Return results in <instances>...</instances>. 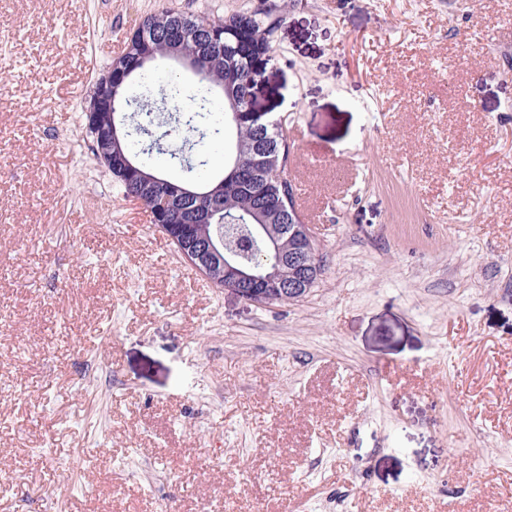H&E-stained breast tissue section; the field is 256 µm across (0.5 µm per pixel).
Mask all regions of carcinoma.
Here are the masks:
<instances>
[{"label":"carcinoma","instance_id":"obj_1","mask_svg":"<svg viewBox=\"0 0 512 512\" xmlns=\"http://www.w3.org/2000/svg\"><path fill=\"white\" fill-rule=\"evenodd\" d=\"M179 22L188 28L189 42L184 47L171 44L164 36ZM280 22L272 8L209 17L163 6L143 18L113 63L135 69L140 80L146 68L138 66L139 60L150 58L151 67L169 75V93L157 97L144 85L135 97L125 87L116 93L112 110L91 116V125L105 136L111 135L112 124L128 121L129 112L136 113L137 123L150 129L153 144H145L137 135L123 136L109 140L107 151L96 158L120 184L124 196L137 198L145 209L150 211L159 200H168L164 227L170 237L179 239L192 231L200 245L219 230L245 259L266 266L281 262L279 252L250 240L248 233L253 224H270L277 232L292 223L293 186L285 175L289 150L283 127L269 125L262 135L261 120L245 113L255 81L251 58L238 55L235 43L239 34L247 33L251 54L266 55L273 51L272 35ZM190 46L201 52L208 78L198 81L194 92L187 95L174 66ZM234 105L240 110L236 119ZM221 152L224 167L218 171L212 156ZM264 153L275 162L258 168L254 158ZM136 154L157 155L158 165L147 168L153 179L144 182L127 170L126 160ZM235 155L240 163L237 172L231 163ZM177 165L194 174L198 193L182 192L183 184L161 172ZM201 260L212 279L224 281V252L205 251Z\"/></svg>","mask_w":512,"mask_h":512}]
</instances>
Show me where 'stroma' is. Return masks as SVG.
<instances>
[{
	"mask_svg": "<svg viewBox=\"0 0 512 512\" xmlns=\"http://www.w3.org/2000/svg\"><path fill=\"white\" fill-rule=\"evenodd\" d=\"M283 14L322 273L176 253L81 120L140 20ZM0 512H512V0H0Z\"/></svg>",
	"mask_w": 512,
	"mask_h": 512,
	"instance_id": "1",
	"label": "stroma"
}]
</instances>
